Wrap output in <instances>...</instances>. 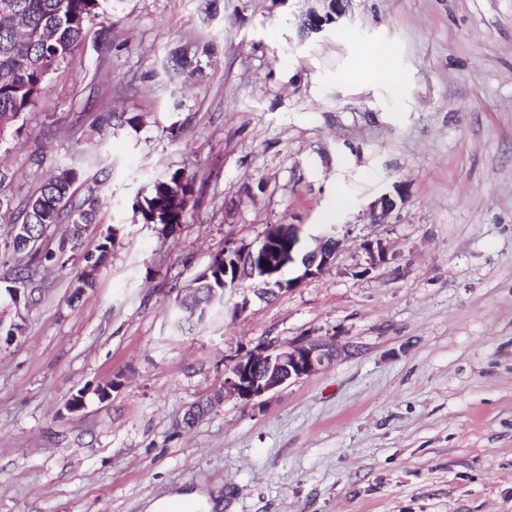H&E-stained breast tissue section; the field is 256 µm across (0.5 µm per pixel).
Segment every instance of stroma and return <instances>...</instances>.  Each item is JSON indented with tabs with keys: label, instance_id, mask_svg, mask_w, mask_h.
<instances>
[{
	"label": "stroma",
	"instance_id": "obj_1",
	"mask_svg": "<svg viewBox=\"0 0 512 512\" xmlns=\"http://www.w3.org/2000/svg\"><path fill=\"white\" fill-rule=\"evenodd\" d=\"M313 6L105 0L0 140L6 195L73 169L99 198L81 253L112 243L92 287L78 258L0 305L23 327L0 342V512H144L179 488L223 512H512V0H348L302 33ZM374 55L394 82L362 78ZM176 169L196 194L170 232L132 205ZM271 224L339 227L335 265L181 322L213 258ZM305 336L335 360L185 425L240 355ZM316 1L324 2L325 4H327L328 10L324 14H320L316 10H310L305 14L304 20L306 21V24L309 26L310 30L312 29L314 31L310 33H316L321 31L324 25L330 24L335 20V16H342L346 11V8L343 6V2L347 0ZM404 199V192L400 186H394V193L385 192L370 204V212L375 220H381L397 206V200Z\"/></svg>",
	"mask_w": 512,
	"mask_h": 512
}]
</instances>
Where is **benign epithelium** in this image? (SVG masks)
I'll list each match as a JSON object with an SVG mask.
<instances>
[{"label": "benign epithelium", "mask_w": 512, "mask_h": 512, "mask_svg": "<svg viewBox=\"0 0 512 512\" xmlns=\"http://www.w3.org/2000/svg\"><path fill=\"white\" fill-rule=\"evenodd\" d=\"M327 4L323 14L308 11L304 20L315 32L343 15L345 0H322ZM404 199L401 187L385 192L370 204L372 216L380 220ZM305 245L301 224H272L262 240L247 249H224V288L236 287L244 279L257 280L266 288H277L279 274L291 265L298 275L288 280L297 287L304 279L329 268L336 259L335 235L325 233L311 237ZM336 356V345L323 339L305 338L285 345L259 347L239 357L224 377V393L246 404L279 388L288 381L309 377Z\"/></svg>", "instance_id": "obj_1"}]
</instances>
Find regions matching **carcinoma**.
Instances as JSON below:
<instances>
[{
    "label": "carcinoma",
    "instance_id": "carcinoma-1",
    "mask_svg": "<svg viewBox=\"0 0 512 512\" xmlns=\"http://www.w3.org/2000/svg\"><path fill=\"white\" fill-rule=\"evenodd\" d=\"M101 0H0V137L20 131L16 124L32 111L53 71L83 43L87 23L100 15ZM72 169H60L39 190L23 201L22 221L5 220L13 214V199L0 194V224H9L4 248L12 255H27L16 275L23 284L32 282L41 266L65 268L76 258L83 230L94 223L98 199L92 193L71 203L76 181ZM169 195L184 204L194 197V177L184 170L168 173L153 182L148 194L137 198L135 208L145 223ZM65 225L58 251L37 255L39 239L47 228ZM112 236L105 237L96 257L86 255L90 271L78 277L75 292L93 283L94 271L109 252Z\"/></svg>",
    "mask_w": 512,
    "mask_h": 512
}]
</instances>
